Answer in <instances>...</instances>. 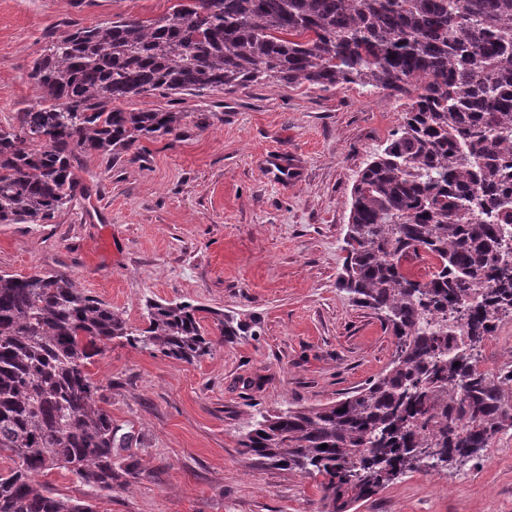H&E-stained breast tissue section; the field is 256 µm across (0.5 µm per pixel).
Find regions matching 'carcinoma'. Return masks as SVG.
Instances as JSON below:
<instances>
[{
	"label": "carcinoma",
	"mask_w": 512,
	"mask_h": 512,
	"mask_svg": "<svg viewBox=\"0 0 512 512\" xmlns=\"http://www.w3.org/2000/svg\"><path fill=\"white\" fill-rule=\"evenodd\" d=\"M37 103L0 128V224H47L86 192L81 152L118 157L141 137L177 135L182 112L112 107L122 98L192 95L276 79L355 84L407 98L404 121L361 171L340 286L394 337L365 387L316 408L260 415L239 445L316 474L320 512H351L408 472L479 462L512 430V369H480L512 314V0H190L161 17L117 16L69 32L34 60ZM432 255L416 278L409 256ZM248 334L234 314L188 301L145 304L134 327L59 272L0 271V512H94L37 481L64 469L110 491L135 463L97 405L86 365L123 339L190 362ZM327 448H321V445Z\"/></svg>",
	"instance_id": "obj_1"
}]
</instances>
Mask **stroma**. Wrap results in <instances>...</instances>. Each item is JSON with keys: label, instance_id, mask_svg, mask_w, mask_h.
I'll use <instances>...</instances> for the list:
<instances>
[{"label": "stroma", "instance_id": "35a3bbf8", "mask_svg": "<svg viewBox=\"0 0 512 512\" xmlns=\"http://www.w3.org/2000/svg\"><path fill=\"white\" fill-rule=\"evenodd\" d=\"M174 0H0V127L37 102L34 60L67 31L150 20ZM117 108L182 113L178 135L120 157L83 153L91 190L48 224H0V270L60 272L143 323L146 299L254 318V335L192 362L113 340L88 364L97 404L132 435L138 478L95 512H318L320 479L260 462L239 439L259 414L345 398L388 366L394 338L339 286L351 192L401 122L403 100L357 85L274 79ZM353 512H512V452L410 472Z\"/></svg>", "mask_w": 512, "mask_h": 512}]
</instances>
